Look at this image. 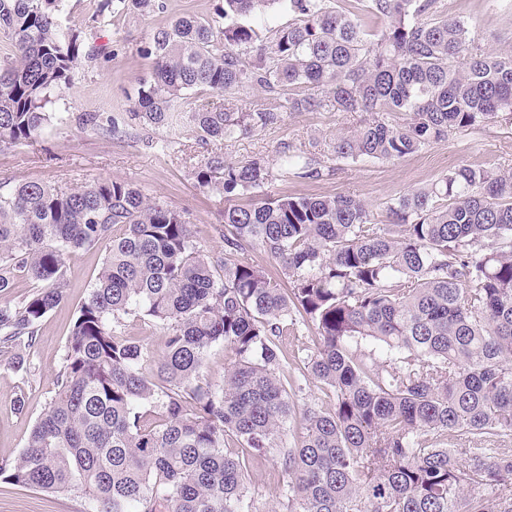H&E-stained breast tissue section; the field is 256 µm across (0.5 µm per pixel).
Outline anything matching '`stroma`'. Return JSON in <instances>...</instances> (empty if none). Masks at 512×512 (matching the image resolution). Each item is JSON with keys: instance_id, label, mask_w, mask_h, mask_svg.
Listing matches in <instances>:
<instances>
[{"instance_id": "35a3bbf8", "label": "stroma", "mask_w": 512, "mask_h": 512, "mask_svg": "<svg viewBox=\"0 0 512 512\" xmlns=\"http://www.w3.org/2000/svg\"><path fill=\"white\" fill-rule=\"evenodd\" d=\"M164 10L148 15L129 9L96 20L99 0H69L60 16L63 28L80 31L87 54L81 57L66 88L51 106L56 118L36 143L0 151V183L43 180L61 186H79L96 178L127 181L148 197L159 199L186 217L206 250L219 253L224 240L223 199L197 185V164L214 154L230 161L260 159L277 166L284 145L315 154L330 166L319 179L276 176L258 190L273 195H350L363 200L376 224L389 223L386 204L410 191L437 182L448 170L463 165L512 172V125H487L449 134L395 162L349 163L336 159L339 136L354 130L364 118L360 112L283 113L275 125L230 140L198 145L183 131L130 130L120 139L79 128L74 118L84 112L104 115L129 111L139 78L152 61L143 49L153 32L184 15H212L214 0H164ZM437 14L475 23V39L489 52L512 49V8L500 0H437ZM165 140V147L149 148L146 138ZM98 251L79 250L67 262L70 286L62 302L43 322L32 348H0V458L16 456L24 448L34 421L55 390L58 368L72 319L87 297L101 267ZM24 367H17V360ZM87 500L78 494L52 495L0 483V512H87Z\"/></svg>"}]
</instances>
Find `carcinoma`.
I'll return each instance as SVG.
<instances>
[{"label": "carcinoma", "mask_w": 512, "mask_h": 512, "mask_svg": "<svg viewBox=\"0 0 512 512\" xmlns=\"http://www.w3.org/2000/svg\"><path fill=\"white\" fill-rule=\"evenodd\" d=\"M68 0H0V150L33 142L47 105L82 55L63 32ZM371 33L332 0H216L181 16L144 52L153 71L130 111L85 112L109 138L129 128L185 130L203 144L281 121L276 109L182 111L186 92L261 88L290 112H363L336 158L394 162L480 124L512 123V51L490 53L472 24L432 17L435 0H366ZM294 16L261 34L255 15ZM163 0H100L98 16ZM280 170L322 177L312 153L285 148ZM197 184L224 198V254L194 239L184 216L132 184L97 178L63 189L27 180L0 191V348L34 346L67 288L76 250L102 266L76 311L56 390L0 481L81 494L88 512H512V172L461 166L389 203L380 226L350 196L280 195L242 203L274 178L259 159L207 158ZM259 246L290 287L245 257ZM21 282L37 290L11 300ZM133 316L163 332V351L119 330ZM329 408L302 413L281 380L285 336ZM371 340L380 355L355 343ZM231 353L224 380L204 368ZM267 462L284 499L251 495Z\"/></svg>", "instance_id": "carcinoma-1"}]
</instances>
